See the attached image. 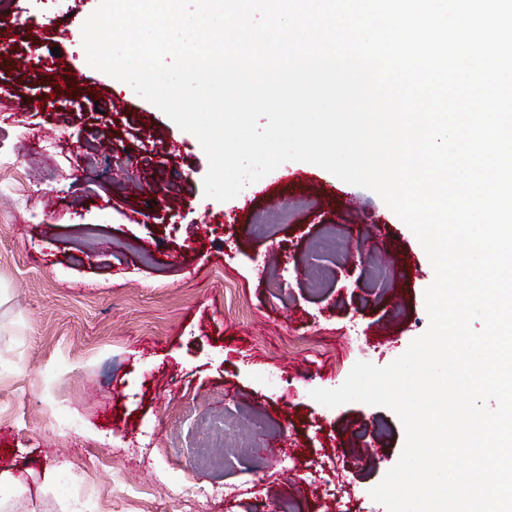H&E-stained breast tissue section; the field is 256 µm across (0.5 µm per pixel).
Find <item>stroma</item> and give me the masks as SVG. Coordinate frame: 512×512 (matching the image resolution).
I'll return each mask as SVG.
<instances>
[{
  "instance_id": "1",
  "label": "stroma",
  "mask_w": 512,
  "mask_h": 512,
  "mask_svg": "<svg viewBox=\"0 0 512 512\" xmlns=\"http://www.w3.org/2000/svg\"><path fill=\"white\" fill-rule=\"evenodd\" d=\"M98 4L0 6V54L29 59L0 57L18 99L0 109V471L24 512H63L56 469L82 473L90 512H386L369 491L400 419L310 392L426 332L425 250L376 193L305 162L205 197L198 139L68 37ZM55 47L73 93L52 83Z\"/></svg>"
}]
</instances>
